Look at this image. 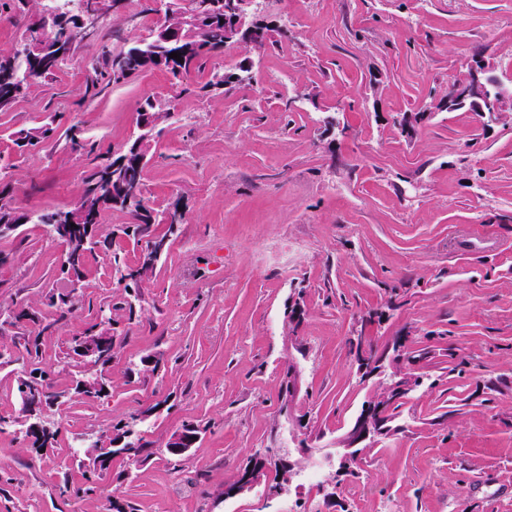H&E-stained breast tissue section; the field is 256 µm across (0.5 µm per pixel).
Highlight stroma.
Wrapping results in <instances>:
<instances>
[{"label":"stroma","instance_id":"1","mask_svg":"<svg viewBox=\"0 0 512 512\" xmlns=\"http://www.w3.org/2000/svg\"><path fill=\"white\" fill-rule=\"evenodd\" d=\"M163 0H128L109 17L113 49L146 37L142 16ZM278 30L257 48L225 46L179 85L161 70L88 88L98 45L81 43L53 82L0 112V181L25 187L14 206L69 207L88 158L70 127L120 150L150 94L179 118L159 126L145 174L150 207L180 201L184 220L144 282L134 317L119 316L112 389L53 412L64 423L50 455L17 427L0 429V512H512V111L438 110L449 82L485 55L512 75V0H263ZM251 79L207 90L243 57ZM62 119L51 140L17 155L20 127ZM0 315L57 318L62 246L43 225L0 238ZM124 298L105 254L92 257L64 327L39 352L52 392H71L72 337L103 302ZM28 328L0 342V415L17 414L30 369ZM400 348L422 384L410 392L356 477H337L349 431L380 381H362L349 341ZM151 358L143 366L142 358ZM140 417L145 461L118 458L106 495L79 485L92 440ZM202 428L190 453L168 438ZM267 448L276 475L225 494Z\"/></svg>","mask_w":512,"mask_h":512}]
</instances>
